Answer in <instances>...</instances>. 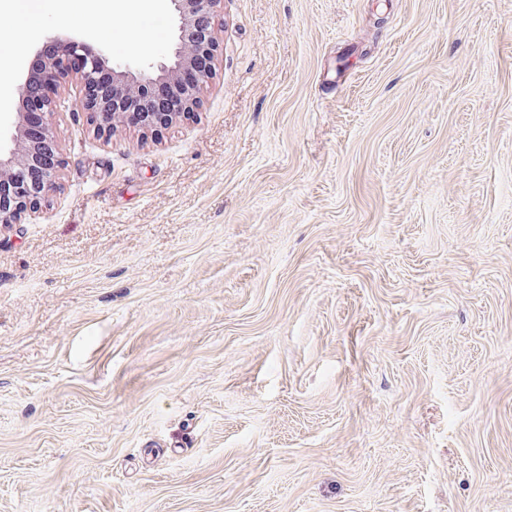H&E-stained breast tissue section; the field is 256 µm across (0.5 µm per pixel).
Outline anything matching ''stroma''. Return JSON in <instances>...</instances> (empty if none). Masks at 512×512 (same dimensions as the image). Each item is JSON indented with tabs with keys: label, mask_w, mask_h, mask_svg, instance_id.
<instances>
[{
	"label": "stroma",
	"mask_w": 512,
	"mask_h": 512,
	"mask_svg": "<svg viewBox=\"0 0 512 512\" xmlns=\"http://www.w3.org/2000/svg\"><path fill=\"white\" fill-rule=\"evenodd\" d=\"M199 110L0 224V512H512V0H223Z\"/></svg>",
	"instance_id": "stroma-1"
}]
</instances>
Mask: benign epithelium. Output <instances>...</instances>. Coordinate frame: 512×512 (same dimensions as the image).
I'll return each mask as SVG.
<instances>
[{
  "mask_svg": "<svg viewBox=\"0 0 512 512\" xmlns=\"http://www.w3.org/2000/svg\"><path fill=\"white\" fill-rule=\"evenodd\" d=\"M222 0H169L175 18V43L167 58L142 69L111 60L104 50L64 33L51 34L37 52L42 59L45 83L58 90L69 77L80 81L87 122L96 134L127 126V115L112 107V92L133 96L145 87L178 86L181 110L193 112L213 76L219 47L218 33L206 30L196 38L198 21L209 18ZM29 82L17 87L19 106L10 121L11 147L0 153V223L19 224L59 187L64 160L56 150L49 116L53 100L45 98L40 117L27 110Z\"/></svg>",
  "mask_w": 512,
  "mask_h": 512,
  "instance_id": "7a95c632",
  "label": "benign epithelium"
}]
</instances>
